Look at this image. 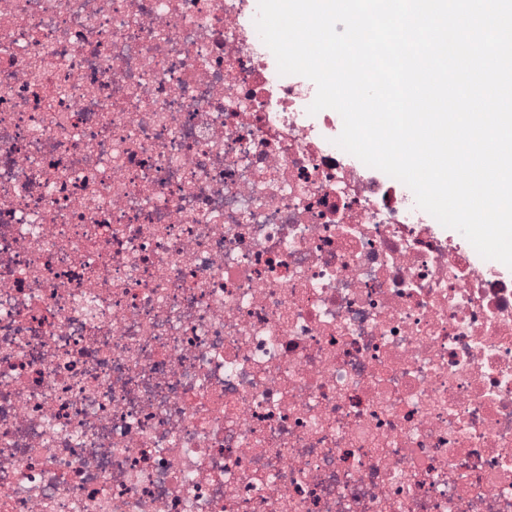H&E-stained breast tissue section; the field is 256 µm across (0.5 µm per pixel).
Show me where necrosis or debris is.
Returning <instances> with one entry per match:
<instances>
[{
  "label": "necrosis or debris",
  "mask_w": 512,
  "mask_h": 512,
  "mask_svg": "<svg viewBox=\"0 0 512 512\" xmlns=\"http://www.w3.org/2000/svg\"><path fill=\"white\" fill-rule=\"evenodd\" d=\"M257 12L0 0V512H512V280Z\"/></svg>",
  "instance_id": "1"
}]
</instances>
